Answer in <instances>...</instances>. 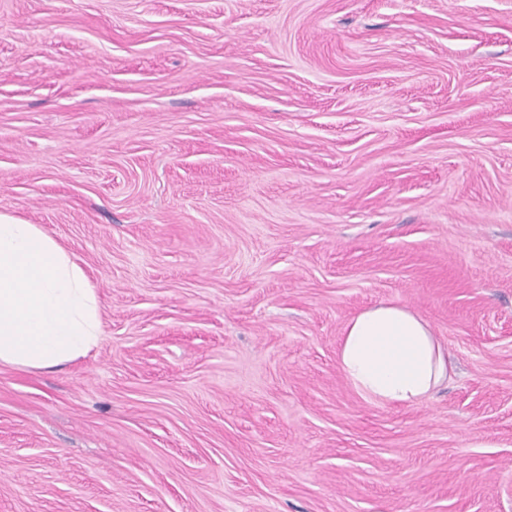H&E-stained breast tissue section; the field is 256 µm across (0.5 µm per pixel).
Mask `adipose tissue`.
Here are the masks:
<instances>
[{
    "label": "adipose tissue",
    "mask_w": 512,
    "mask_h": 512,
    "mask_svg": "<svg viewBox=\"0 0 512 512\" xmlns=\"http://www.w3.org/2000/svg\"><path fill=\"white\" fill-rule=\"evenodd\" d=\"M102 336L100 299L83 267L40 226L0 214V365L56 369L87 357ZM338 365L368 401L419 406L448 379L429 324L381 303L345 325Z\"/></svg>",
    "instance_id": "adipose-tissue-1"
}]
</instances>
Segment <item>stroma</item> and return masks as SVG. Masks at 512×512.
I'll list each match as a JSON object with an SVG mask.
<instances>
[{
	"label": "stroma",
	"instance_id": "stroma-1",
	"mask_svg": "<svg viewBox=\"0 0 512 512\" xmlns=\"http://www.w3.org/2000/svg\"><path fill=\"white\" fill-rule=\"evenodd\" d=\"M102 337L0 366V512H512V0H0V214ZM397 303L417 407L337 351ZM338 365L368 401L419 406L448 380L447 351L429 324L405 306L381 303L345 325Z\"/></svg>",
	"mask_w": 512,
	"mask_h": 512
}]
</instances>
